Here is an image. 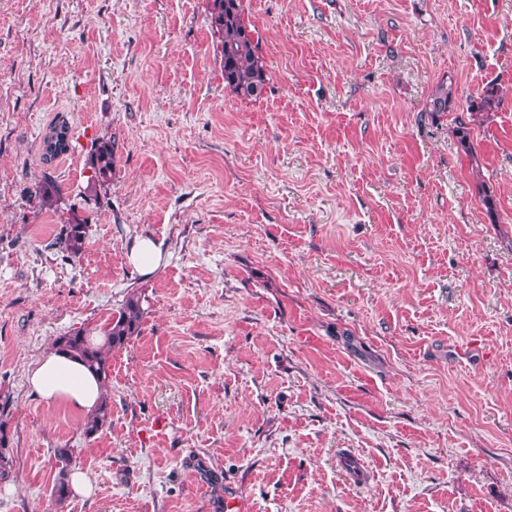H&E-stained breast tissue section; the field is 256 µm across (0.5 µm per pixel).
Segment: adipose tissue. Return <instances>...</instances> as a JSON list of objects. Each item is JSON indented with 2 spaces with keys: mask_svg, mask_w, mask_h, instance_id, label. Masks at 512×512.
I'll return each instance as SVG.
<instances>
[{
  "mask_svg": "<svg viewBox=\"0 0 512 512\" xmlns=\"http://www.w3.org/2000/svg\"><path fill=\"white\" fill-rule=\"evenodd\" d=\"M27 382L42 401H61L87 415L98 407L103 391L100 378L79 358L54 347L37 358Z\"/></svg>",
  "mask_w": 512,
  "mask_h": 512,
  "instance_id": "obj_1",
  "label": "adipose tissue"
}]
</instances>
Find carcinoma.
I'll return each instance as SVG.
<instances>
[{
	"instance_id": "carcinoma-1",
	"label": "carcinoma",
	"mask_w": 512,
	"mask_h": 512,
	"mask_svg": "<svg viewBox=\"0 0 512 512\" xmlns=\"http://www.w3.org/2000/svg\"><path fill=\"white\" fill-rule=\"evenodd\" d=\"M209 19L213 36L216 38V51L221 56L224 70V85L243 100H256L262 95L268 78L266 68L260 56L258 43L245 22L243 0H208ZM501 101L499 88L495 84L483 87L477 99L466 108H461L453 85L447 81L440 82L430 96L425 113L433 120L449 112L457 113L454 117L452 133L460 147L468 154H473L470 141L471 126L482 124L492 112L498 109ZM70 146V128L66 121L57 122L44 139V155L52 160L66 153ZM94 184L102 187L112 180L114 164L112 144L103 142L98 145L91 157ZM85 225L70 224L61 229L59 244L72 257L80 255L84 245ZM144 314L141 295L136 291L127 294L119 310L112 316L104 329L105 340L101 344L93 342L92 337L82 331L59 336L53 346L57 349L79 357L89 369L98 374L102 385L108 386L111 365L109 354L116 348L123 347L132 337L140 332ZM109 404L102 401L98 409L88 416L84 434L88 437L96 434L107 422ZM7 412H0V479L8 477L12 458L6 448L5 426ZM78 454L76 448H60L57 459L61 463L58 478L52 488L51 497L55 504L61 505L72 493L69 484L68 467Z\"/></svg>"
}]
</instances>
